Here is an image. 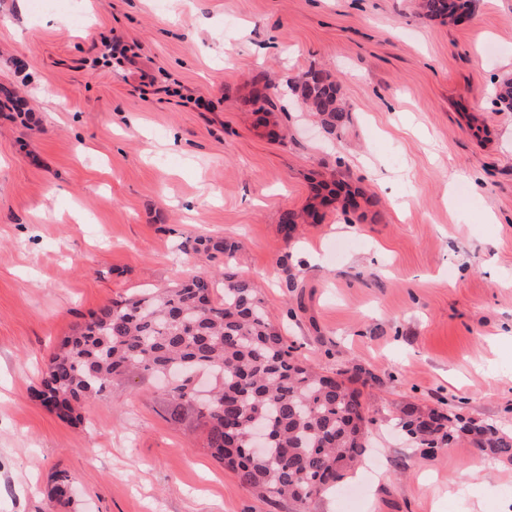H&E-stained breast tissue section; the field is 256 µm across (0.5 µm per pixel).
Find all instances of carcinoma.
<instances>
[{
  "instance_id": "obj_1",
  "label": "carcinoma",
  "mask_w": 512,
  "mask_h": 512,
  "mask_svg": "<svg viewBox=\"0 0 512 512\" xmlns=\"http://www.w3.org/2000/svg\"><path fill=\"white\" fill-rule=\"evenodd\" d=\"M471 6L472 0H418L424 18L441 22L469 17ZM289 87L325 138L339 137L351 125L352 110L329 71L309 68ZM251 102L257 124L267 125L266 116L276 107L273 96L253 95ZM495 103L512 112V79L498 85ZM312 189L314 198L336 201L346 215L363 203L376 204L364 188L333 177ZM322 218L310 203L300 211L282 212L279 223L289 237L298 225ZM181 249L224 255L221 280L191 271L172 288H143L101 307L52 354L39 395L58 417L71 419L118 376L188 378L209 372L214 378L211 398L193 400L183 383L168 390L170 418L196 414L206 427L211 456L241 485L272 503L288 500L297 512H307L310 501L342 482L364 455L369 406L360 390L350 387L360 373L322 375L294 355V347L269 319L260 289L236 271V242L187 239ZM244 414L268 429V448L262 453L248 448ZM395 420L407 440L431 453L462 439L512 464V434L492 424L478 425L442 407L413 405L402 408Z\"/></svg>"
}]
</instances>
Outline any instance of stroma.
I'll return each mask as SVG.
<instances>
[{
	"label": "stroma",
	"mask_w": 512,
	"mask_h": 512,
	"mask_svg": "<svg viewBox=\"0 0 512 512\" xmlns=\"http://www.w3.org/2000/svg\"><path fill=\"white\" fill-rule=\"evenodd\" d=\"M115 39L121 64L104 57ZM312 66L352 109L341 138L288 94ZM265 71L275 138L249 100ZM507 78L512 0H475L458 23L414 0H0V86L26 102L0 111V512H294L216 463L194 417L170 420L153 380L114 382L79 421L34 396L93 312L222 270L180 251L197 236L239 242L299 358L374 376L365 464L308 512H512V466L471 446L423 453L394 425L402 406L443 404L512 432ZM322 175L360 183L373 213L349 224L329 205L285 236L281 213Z\"/></svg>",
	"instance_id": "obj_1"
}]
</instances>
